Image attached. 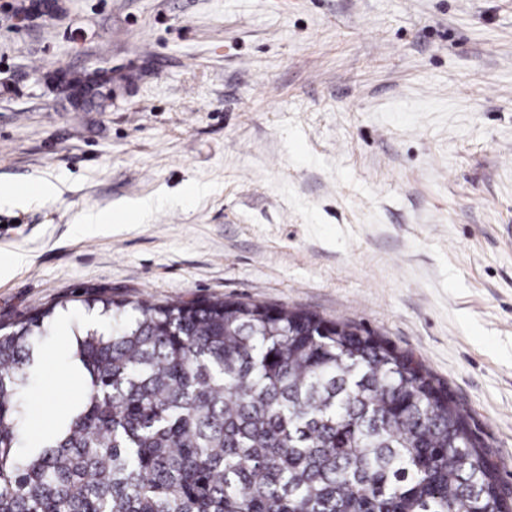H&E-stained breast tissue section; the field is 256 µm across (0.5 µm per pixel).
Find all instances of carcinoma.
Returning a JSON list of instances; mask_svg holds the SVG:
<instances>
[{
	"mask_svg": "<svg viewBox=\"0 0 512 512\" xmlns=\"http://www.w3.org/2000/svg\"><path fill=\"white\" fill-rule=\"evenodd\" d=\"M95 308L100 330L69 319L79 411L32 453L58 317L0 325V512H512L448 389L377 336L242 300Z\"/></svg>",
	"mask_w": 512,
	"mask_h": 512,
	"instance_id": "obj_1",
	"label": "carcinoma"
}]
</instances>
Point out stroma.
Returning a JSON list of instances; mask_svg holds the SVG:
<instances>
[{
	"label": "stroma",
	"instance_id": "stroma-1",
	"mask_svg": "<svg viewBox=\"0 0 512 512\" xmlns=\"http://www.w3.org/2000/svg\"><path fill=\"white\" fill-rule=\"evenodd\" d=\"M21 2L0 0V183L29 197L0 205V324L99 296L343 320L422 361L512 488V0ZM97 71L111 100L73 104L63 78ZM41 351L46 436L42 396L73 394L66 344Z\"/></svg>",
	"mask_w": 512,
	"mask_h": 512
}]
</instances>
